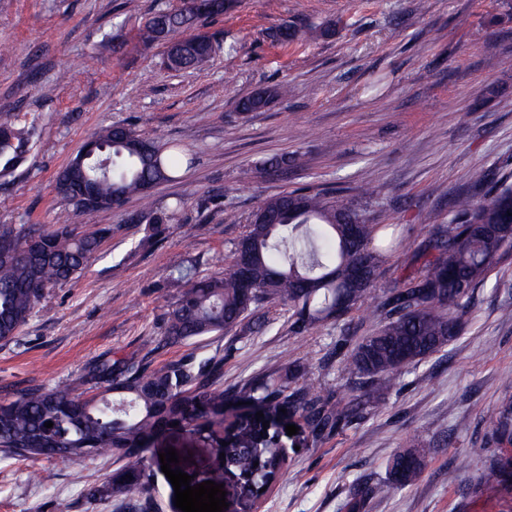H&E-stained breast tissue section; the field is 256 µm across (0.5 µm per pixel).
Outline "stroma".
<instances>
[{
  "instance_id": "35a3bbf8",
  "label": "stroma",
  "mask_w": 512,
  "mask_h": 512,
  "mask_svg": "<svg viewBox=\"0 0 512 512\" xmlns=\"http://www.w3.org/2000/svg\"><path fill=\"white\" fill-rule=\"evenodd\" d=\"M165 0H0V111L34 126L27 161L0 188V224L113 228L77 280L51 289L12 340L0 341V399L40 384L73 382L94 360L138 352L150 367L192 354L218 361L230 391L269 369L304 370L336 401L348 343L378 326L385 288L406 272L431 225L449 223L474 165L512 175V0H234L204 26L216 49L200 69L174 72L164 46L144 47V16ZM304 29L281 43L274 30ZM286 96L259 112L237 99L267 87ZM121 121L146 137L184 144L195 161L151 193L182 200L160 236L132 218L140 197L88 213L55 190L58 172L93 133ZM284 155L286 167L261 171ZM300 190L343 197L377 224L396 227L395 249L359 309L302 335L288 313L263 308L258 332L160 346L162 318L178 295L170 266L192 257L200 274L224 268L234 242L268 197ZM512 261L472 299L464 332L409 367L381 404L317 438L285 437L288 464L257 512H343L356 486L387 476L398 446L419 443V481L368 512H498L497 493L474 477L506 388L512 387ZM175 448L195 483L215 480L218 451L204 436L171 430L147 454L154 512H179L161 470ZM112 458L76 465L0 454V512H131L115 497L85 498Z\"/></svg>"
}]
</instances>
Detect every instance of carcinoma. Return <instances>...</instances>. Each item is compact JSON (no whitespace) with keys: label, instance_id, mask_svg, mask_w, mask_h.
<instances>
[{"label":"carcinoma","instance_id":"carcinoma-1","mask_svg":"<svg viewBox=\"0 0 512 512\" xmlns=\"http://www.w3.org/2000/svg\"><path fill=\"white\" fill-rule=\"evenodd\" d=\"M195 2L161 7L141 29L143 46L162 44L167 56L177 50L175 67L182 70L199 68L215 51L210 36L193 30L232 7V0H209L201 11ZM159 19L166 29L157 28ZM287 93L285 87L262 90L238 100L237 108L259 111ZM32 138L33 128L0 111L1 182L26 160ZM89 146L94 153L78 151L56 180L58 193L86 211L111 208L115 195L142 194L191 163L179 143L146 138L125 123L94 134L83 144ZM87 195L96 201L92 208ZM180 206L179 199L166 207L149 205L139 217L159 235ZM454 208L452 223L432 226L414 257L417 269L384 292L375 310L379 327L356 341L344 360L341 408L321 402L313 385L300 384L280 369L228 394L214 386L215 364L209 359L189 356L151 369L132 352L96 360L74 384L29 386L0 400V452L71 463L115 456L124 464L106 484L88 487L86 497L110 493L138 512H150L155 486L146 452L175 423L208 434L211 445L225 454L224 477L237 485L240 512H253L260 489L277 482L285 469V425L298 417L314 438L340 427L353 410L377 405L405 369L441 352L463 331L474 290L512 250V237L503 234L512 225V183H493L484 167L475 166ZM109 233L106 227L83 233L66 220L51 229L0 224V248L7 250L0 257V341L19 333L49 289L78 278ZM391 248L387 226L373 223L348 200L299 191L273 196L253 213L223 270L202 275L185 257L172 266L180 295L164 316L161 341L174 345L247 330L248 318L266 304L290 313L294 333L337 323L371 292ZM358 266L367 280L353 288L351 274ZM238 402L247 411L227 420ZM48 421L53 427H45ZM491 439L500 448L497 455L487 457L484 447L467 454L487 458L478 484L511 499V393L498 404ZM424 468L423 449L413 441L403 443L388 460L386 480L354 492L345 512H366L368 500L415 484Z\"/></svg>","mask_w":512,"mask_h":512}]
</instances>
